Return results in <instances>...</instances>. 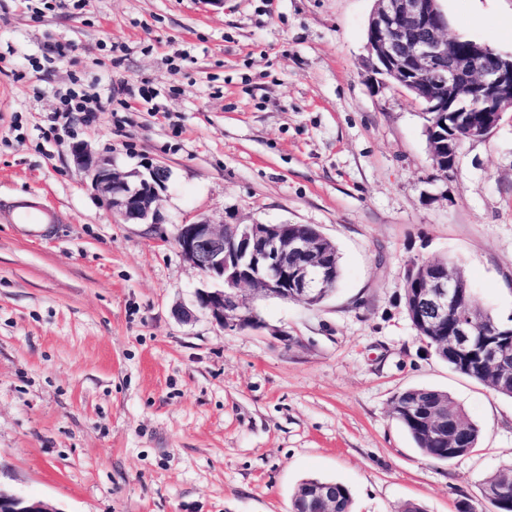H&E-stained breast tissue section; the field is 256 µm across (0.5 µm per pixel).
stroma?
Returning a JSON list of instances; mask_svg holds the SVG:
<instances>
[{
  "instance_id": "1",
  "label": "stroma",
  "mask_w": 512,
  "mask_h": 512,
  "mask_svg": "<svg viewBox=\"0 0 512 512\" xmlns=\"http://www.w3.org/2000/svg\"><path fill=\"white\" fill-rule=\"evenodd\" d=\"M440 5L450 37L512 53V0ZM373 8L0 0L1 489L55 512H289L319 478L352 512H458L512 468V399L425 347L403 300L409 263L445 258L512 315V112L440 180L420 106L369 69ZM72 89L102 111L50 130ZM77 142L123 173L166 166L162 223L110 216ZM22 198L55 213L43 236L9 222ZM200 217L319 228L335 291L256 298L260 328L182 321L207 282L175 237ZM415 387L461 406L474 451L421 454L391 413Z\"/></svg>"
}]
</instances>
